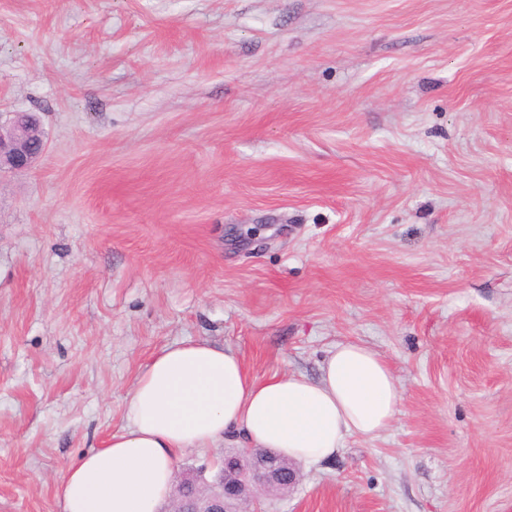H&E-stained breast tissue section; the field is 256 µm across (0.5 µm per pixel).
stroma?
I'll list each match as a JSON object with an SVG mask.
<instances>
[{
    "mask_svg": "<svg viewBox=\"0 0 512 512\" xmlns=\"http://www.w3.org/2000/svg\"><path fill=\"white\" fill-rule=\"evenodd\" d=\"M0 512H58L161 348L316 378L379 438L261 512H512V0H0ZM17 113L7 125L0 122V172L27 170L46 148L44 138L32 140L35 136H23L29 129L20 121Z\"/></svg>",
    "mask_w": 512,
    "mask_h": 512,
    "instance_id": "stroma-1",
    "label": "stroma"
}]
</instances>
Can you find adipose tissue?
Segmentation results:
<instances>
[{"label": "adipose tissue", "instance_id": "adipose-tissue-1", "mask_svg": "<svg viewBox=\"0 0 512 512\" xmlns=\"http://www.w3.org/2000/svg\"><path fill=\"white\" fill-rule=\"evenodd\" d=\"M400 399L386 361L356 343L330 351L315 380L300 374L258 380L230 348L169 345L126 396L122 430L66 470L56 491L59 512H157L172 498L175 459L217 447L231 432L250 447L317 463L340 452L349 437H379Z\"/></svg>", "mask_w": 512, "mask_h": 512}]
</instances>
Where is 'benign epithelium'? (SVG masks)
I'll list each match as a JSON object with an SVG mask.
<instances>
[{
    "label": "benign epithelium",
    "mask_w": 512,
    "mask_h": 512,
    "mask_svg": "<svg viewBox=\"0 0 512 512\" xmlns=\"http://www.w3.org/2000/svg\"><path fill=\"white\" fill-rule=\"evenodd\" d=\"M24 131L18 113L8 124L0 123V172L25 171L45 151L44 139L26 137ZM282 460L268 448L224 453V469L201 494L193 493V489L208 466H200L194 477L184 474L179 478L177 489L185 493L180 512H247L256 491L293 489L299 483V469L282 467Z\"/></svg>",
    "instance_id": "7a95c632"
}]
</instances>
